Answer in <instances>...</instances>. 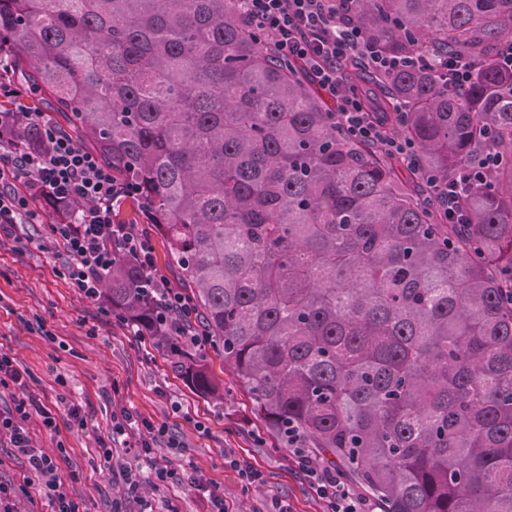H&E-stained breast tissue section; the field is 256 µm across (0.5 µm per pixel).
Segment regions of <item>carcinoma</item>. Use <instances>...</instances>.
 Wrapping results in <instances>:
<instances>
[{
  "mask_svg": "<svg viewBox=\"0 0 512 512\" xmlns=\"http://www.w3.org/2000/svg\"><path fill=\"white\" fill-rule=\"evenodd\" d=\"M384 52L463 56L352 86L449 177L501 163L450 224L420 175L363 146L237 0H0V47L76 140L125 178L166 239L211 349L257 429L340 468L383 512H512V93L495 59L512 0H345ZM144 272L103 291L201 395L207 355L153 326ZM440 66L447 70L449 68L448 83L459 88H463L471 82L475 69L473 62L461 57L456 58L451 67H448V61L442 59L440 60Z\"/></svg>",
  "mask_w": 512,
  "mask_h": 512,
  "instance_id": "cac0c4a2",
  "label": "carcinoma"
}]
</instances>
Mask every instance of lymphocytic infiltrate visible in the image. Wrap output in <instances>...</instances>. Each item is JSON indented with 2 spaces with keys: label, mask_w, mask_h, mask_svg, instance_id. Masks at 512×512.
<instances>
[{
  "label": "lymphocytic infiltrate",
  "mask_w": 512,
  "mask_h": 512,
  "mask_svg": "<svg viewBox=\"0 0 512 512\" xmlns=\"http://www.w3.org/2000/svg\"><path fill=\"white\" fill-rule=\"evenodd\" d=\"M240 5L248 26L265 36L279 59L301 62L350 138L381 147L404 169L422 173L442 213L453 217L463 212L468 193L482 186L497 165V152H483L452 179L423 171L414 141L387 132L362 95L349 89L341 76V64L350 57L365 58L372 70L383 75L411 65V58L376 50L359 25L339 18L336 0H240ZM131 194L129 183L97 154L80 146L49 113L25 101L16 87L13 63L0 51V237L13 236L21 224L44 225L69 257L65 275L71 287L89 301L102 300V276L117 257L134 259L145 273L142 288L157 305V324L180 337L187 349L202 351L207 334L191 328L193 312L155 267L150 240L117 218ZM0 387L12 396L11 406L0 408V436H8L25 457L29 474L52 500L54 512H82L80 502L69 497L60 482L66 452L52 456L35 447L25 428L36 413L47 431L57 432L55 415L31 393L14 359L1 353ZM112 432L133 434L139 456L150 466L146 478L130 468L115 477L118 492L110 512H129V503L141 498L143 482L158 490L173 477L157 450L166 429L149 421L133 427L131 415L124 411L113 417ZM291 454L328 512H382L377 499L359 491L340 472L316 466L305 449L294 448Z\"/></svg>",
  "instance_id": "1"
}]
</instances>
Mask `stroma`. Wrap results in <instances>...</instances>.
Returning <instances> with one entry per match:
<instances>
[{
    "label": "stroma",
    "instance_id": "1",
    "mask_svg": "<svg viewBox=\"0 0 512 512\" xmlns=\"http://www.w3.org/2000/svg\"><path fill=\"white\" fill-rule=\"evenodd\" d=\"M17 233L25 238L24 247L0 240V352L34 376L32 392L55 410L58 434L46 431L37 415L29 418L26 429L34 445L48 453H56L57 443H64L68 461L61 466L60 478L84 512H109L116 492L114 473L126 467L150 473L128 437L112 434V414L122 409L134 422L166 424L169 436L178 442L161 450L174 473L168 487H143L142 497L152 512H203L195 488L199 477L223 497L229 512H264L272 497L287 501L293 512H326L288 451L272 450L250 437L254 416L221 358H208L213 378L224 388L223 402L215 403L174 374L161 353H147L143 342L101 304L81 299L58 276L67 255L43 226L23 224ZM175 402L180 412H173ZM73 408L81 422L70 418ZM103 438L113 450L108 460L99 454ZM228 453L262 471L264 484L242 482L224 465ZM26 469L25 458L8 438H1L0 481L15 487L10 512H53L51 500L25 483Z\"/></svg>",
    "mask_w": 512,
    "mask_h": 512
}]
</instances>
